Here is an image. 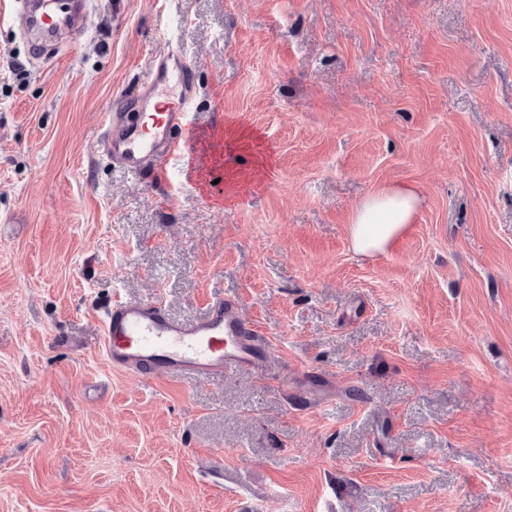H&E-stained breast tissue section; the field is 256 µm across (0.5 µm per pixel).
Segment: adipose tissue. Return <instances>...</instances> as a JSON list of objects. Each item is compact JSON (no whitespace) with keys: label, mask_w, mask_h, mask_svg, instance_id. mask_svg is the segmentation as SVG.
<instances>
[{"label":"adipose tissue","mask_w":512,"mask_h":512,"mask_svg":"<svg viewBox=\"0 0 512 512\" xmlns=\"http://www.w3.org/2000/svg\"><path fill=\"white\" fill-rule=\"evenodd\" d=\"M421 205L416 186L389 183L367 195L355 208L349 224L354 253L374 257L393 250L411 232Z\"/></svg>","instance_id":"obj_1"}]
</instances>
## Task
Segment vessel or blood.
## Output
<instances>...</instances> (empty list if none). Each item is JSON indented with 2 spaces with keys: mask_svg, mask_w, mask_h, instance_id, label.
I'll return each instance as SVG.
<instances>
[{
  "mask_svg": "<svg viewBox=\"0 0 512 512\" xmlns=\"http://www.w3.org/2000/svg\"><path fill=\"white\" fill-rule=\"evenodd\" d=\"M34 59L57 53L85 32L94 0H10ZM154 78L112 101L100 151L131 174L151 172L161 184L186 153L185 132L198 89L184 53L169 47L153 61ZM101 349L110 366L146 378L163 371L198 381L270 362L266 342L236 298L210 303L204 317L171 318L161 298H116L104 311Z\"/></svg>",
  "mask_w": 512,
  "mask_h": 512,
  "instance_id": "1",
  "label": "vessel or blood"
}]
</instances>
